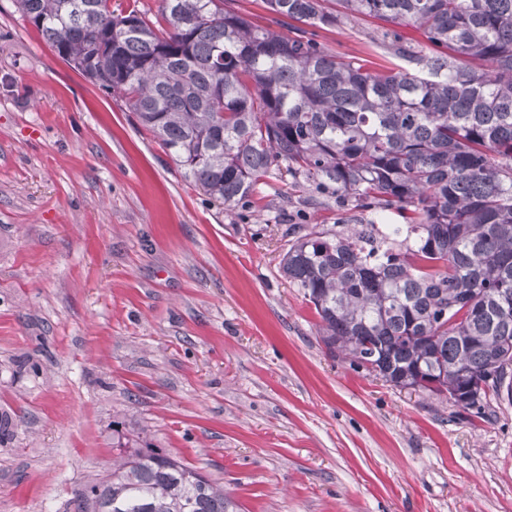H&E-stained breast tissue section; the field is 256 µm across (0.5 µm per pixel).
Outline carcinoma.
I'll return each mask as SVG.
<instances>
[{
  "mask_svg": "<svg viewBox=\"0 0 512 512\" xmlns=\"http://www.w3.org/2000/svg\"><path fill=\"white\" fill-rule=\"evenodd\" d=\"M15 0L54 53L120 95L208 200L228 211L275 175L405 220L288 240L282 275L326 354L402 389L481 410L512 399V0H264L286 31L230 0ZM369 17L403 64L374 70L317 30ZM479 61L482 68L470 66ZM82 512H235L224 488L120 434Z\"/></svg>",
  "mask_w": 512,
  "mask_h": 512,
  "instance_id": "cac0c4a2",
  "label": "carcinoma"
}]
</instances>
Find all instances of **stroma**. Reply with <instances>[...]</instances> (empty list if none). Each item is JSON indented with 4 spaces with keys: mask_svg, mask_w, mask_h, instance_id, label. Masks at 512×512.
Wrapping results in <instances>:
<instances>
[{
    "mask_svg": "<svg viewBox=\"0 0 512 512\" xmlns=\"http://www.w3.org/2000/svg\"><path fill=\"white\" fill-rule=\"evenodd\" d=\"M377 26L318 35L393 67ZM375 219L276 178L225 212L0 0V512H76L126 429L237 512H512V400L330 359L279 270L291 225Z\"/></svg>",
    "mask_w": 512,
    "mask_h": 512,
    "instance_id": "1",
    "label": "stroma"
}]
</instances>
